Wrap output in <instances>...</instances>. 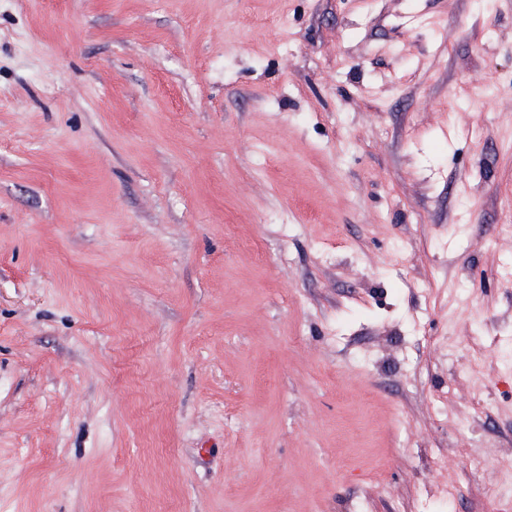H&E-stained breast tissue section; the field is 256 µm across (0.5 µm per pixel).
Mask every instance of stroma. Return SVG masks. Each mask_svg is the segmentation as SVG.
I'll list each match as a JSON object with an SVG mask.
<instances>
[{
  "instance_id": "stroma-1",
  "label": "stroma",
  "mask_w": 512,
  "mask_h": 512,
  "mask_svg": "<svg viewBox=\"0 0 512 512\" xmlns=\"http://www.w3.org/2000/svg\"><path fill=\"white\" fill-rule=\"evenodd\" d=\"M512 500V0H0V512Z\"/></svg>"
}]
</instances>
